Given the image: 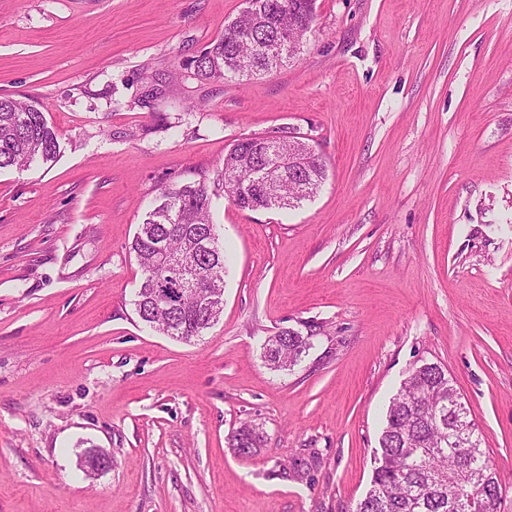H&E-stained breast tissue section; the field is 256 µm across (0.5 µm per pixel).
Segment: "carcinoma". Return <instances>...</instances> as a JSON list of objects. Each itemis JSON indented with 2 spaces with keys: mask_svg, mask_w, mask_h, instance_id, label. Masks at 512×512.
Wrapping results in <instances>:
<instances>
[{
  "mask_svg": "<svg viewBox=\"0 0 512 512\" xmlns=\"http://www.w3.org/2000/svg\"><path fill=\"white\" fill-rule=\"evenodd\" d=\"M246 7L225 29L188 60L201 80L248 78L283 66L300 50L314 20L313 0H245ZM59 143L44 112L36 105L0 97V169L28 168L37 159H56ZM264 164L258 141L239 140L224 156L212 179L162 190L160 203L147 212L130 249L142 271L134 306L141 322L173 338L189 341L211 327L217 316L186 303L168 314H157L149 299L152 276H164L155 265L159 250L179 257L203 273L202 283L224 295L226 254L211 203L225 196L242 210L286 208L315 194L326 179L319 157L310 159L304 174L311 191L288 200V177L278 186L281 200L267 201L255 181ZM315 332L303 336L282 330L267 339L263 356L269 366L295 365L311 348ZM465 408L448 370L424 364L401 384L390 401L385 425L374 455L370 488L351 512H466L471 496L483 503V512H497L502 488L489 466L482 436L471 425L464 447H448L453 406ZM240 455H250L264 445V433L244 422L231 436ZM309 471L303 455L280 469L283 478H302Z\"/></svg>",
  "mask_w": 512,
  "mask_h": 512,
  "instance_id": "obj_1",
  "label": "carcinoma"
}]
</instances>
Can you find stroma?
<instances>
[{"label":"stroma","instance_id":"stroma-1","mask_svg":"<svg viewBox=\"0 0 512 512\" xmlns=\"http://www.w3.org/2000/svg\"><path fill=\"white\" fill-rule=\"evenodd\" d=\"M244 7L0 0V96L59 142L0 170V512H351L426 363L512 512V0H316L287 65L196 79L188 59ZM282 127L321 188L282 210L213 198L224 310L189 342L151 331L130 251L146 211ZM311 324L301 361L269 369L268 337ZM245 422L267 438L250 456L230 446ZM93 447L111 465L89 476Z\"/></svg>","mask_w":512,"mask_h":512}]
</instances>
